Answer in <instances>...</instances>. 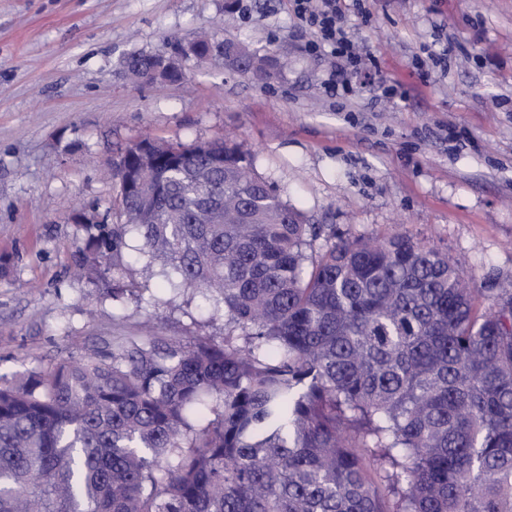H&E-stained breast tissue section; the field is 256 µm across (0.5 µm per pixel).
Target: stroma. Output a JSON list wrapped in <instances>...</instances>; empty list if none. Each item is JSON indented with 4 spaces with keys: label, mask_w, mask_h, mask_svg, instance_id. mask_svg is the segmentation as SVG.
Segmentation results:
<instances>
[{
    "label": "stroma",
    "mask_w": 512,
    "mask_h": 512,
    "mask_svg": "<svg viewBox=\"0 0 512 512\" xmlns=\"http://www.w3.org/2000/svg\"><path fill=\"white\" fill-rule=\"evenodd\" d=\"M363 64L307 49L292 0H0V378L112 336L188 341L224 324L212 301L113 299L139 240L105 278L79 273L89 227L110 224L109 174L150 135L224 136L313 224L348 239L395 230L437 248L479 288L512 290V0H339ZM202 28L278 59L257 80L182 59L139 85L134 52L170 57ZM445 54L444 66H418ZM350 83L351 95L329 87Z\"/></svg>",
    "instance_id": "35a3bbf8"
}]
</instances>
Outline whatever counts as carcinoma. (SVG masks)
I'll return each mask as SVG.
<instances>
[{"instance_id":"cac0c4a2","label":"carcinoma","mask_w":512,"mask_h":512,"mask_svg":"<svg viewBox=\"0 0 512 512\" xmlns=\"http://www.w3.org/2000/svg\"><path fill=\"white\" fill-rule=\"evenodd\" d=\"M199 57L271 59L201 32ZM148 84L163 61L133 53ZM152 144L147 162L135 158ZM134 158L139 192L124 186ZM141 279L224 304V334L122 336L0 382V512H512V292L488 306L405 232L336 238L236 144L141 139L113 163Z\"/></svg>"}]
</instances>
